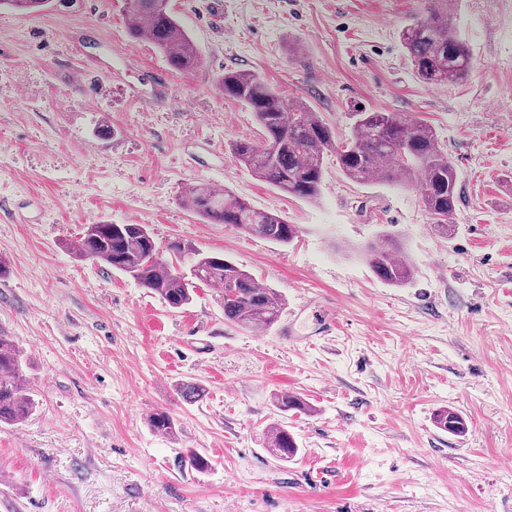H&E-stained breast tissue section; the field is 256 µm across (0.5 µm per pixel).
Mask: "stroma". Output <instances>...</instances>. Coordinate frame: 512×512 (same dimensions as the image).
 <instances>
[{"label":"stroma","mask_w":512,"mask_h":512,"mask_svg":"<svg viewBox=\"0 0 512 512\" xmlns=\"http://www.w3.org/2000/svg\"><path fill=\"white\" fill-rule=\"evenodd\" d=\"M124 3L0 10V331L34 401L0 425V512H512V0H459L473 66L450 85L419 79L400 40L427 0H170L201 55L188 72L130 36ZM229 69L306 103L340 144L360 110L432 127L458 175L454 234L415 179L354 182L332 154L317 200L260 180L229 150L263 138L219 88ZM190 182L299 233L206 223L181 201ZM102 222L145 225L163 255L181 241L231 259L282 295L278 324L225 322L205 285L169 309L69 251ZM385 233L414 265L406 285L365 260ZM189 380L203 401L179 398ZM285 391L310 412L279 411ZM443 407L465 435L435 427ZM158 410L174 437L150 429ZM280 423L300 448L286 461L267 446Z\"/></svg>","instance_id":"1"}]
</instances>
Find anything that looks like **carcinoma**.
<instances>
[{
  "instance_id": "obj_1",
  "label": "carcinoma",
  "mask_w": 512,
  "mask_h": 512,
  "mask_svg": "<svg viewBox=\"0 0 512 512\" xmlns=\"http://www.w3.org/2000/svg\"><path fill=\"white\" fill-rule=\"evenodd\" d=\"M46 0H0L20 13L41 9ZM456 0H434L415 23L402 29L400 39L417 76L430 84H452L465 79L472 69L469 45L454 33ZM126 21L135 39L152 42L178 71L201 63L200 53L188 32L169 9V0H127ZM225 96L246 106L263 131V141L237 140L230 145L233 156L256 176L276 189L304 200L320 195L324 157L336 152L342 174L355 182L371 178L395 182L406 175L418 177L421 201L434 220L436 230L449 236L448 199L456 195L457 174L440 147L434 130L413 123L394 112H359L351 138L336 147L333 131L299 100H286L257 72L227 71L219 79ZM184 206L210 224H226L243 233L280 244L293 241L296 225L279 214L252 207L244 199L208 184L188 183L182 192ZM74 253L128 274L172 309L188 305L196 283L217 289L224 320L254 331L271 328L281 317L284 299L272 288L262 287L248 272L220 254H202L191 246L176 244L174 258L192 255L191 277L173 269V263L157 256L156 245L142 224H88L73 245ZM365 259L382 281L408 284L414 268L402 247L390 235L370 245ZM23 348L0 333V423L25 419L33 407L24 384ZM205 388L197 382L182 383L177 393L195 403ZM276 404L283 412L306 413L308 403L298 395L281 393ZM435 426L453 435L467 425L455 410L445 407L434 413ZM151 429L163 436L175 431L173 418L164 411L150 415ZM268 448L280 459L298 452V443L282 425L267 433Z\"/></svg>"
}]
</instances>
